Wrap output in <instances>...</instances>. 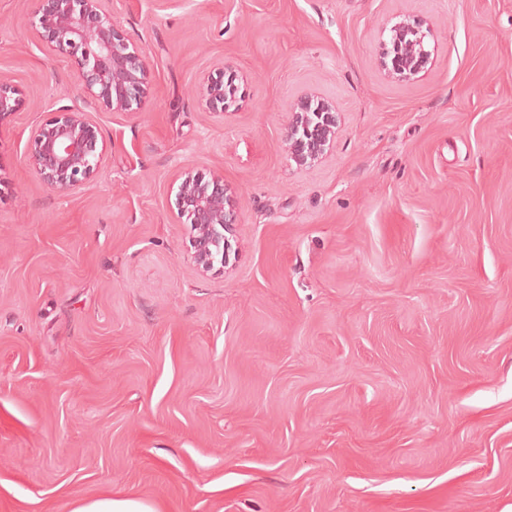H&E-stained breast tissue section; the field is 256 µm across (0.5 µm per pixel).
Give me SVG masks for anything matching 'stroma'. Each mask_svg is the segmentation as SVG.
<instances>
[{"label":"stroma","instance_id":"stroma-1","mask_svg":"<svg viewBox=\"0 0 512 512\" xmlns=\"http://www.w3.org/2000/svg\"><path fill=\"white\" fill-rule=\"evenodd\" d=\"M146 53L61 194L32 129L74 66L0 0V512L135 492L161 512H512V0H110ZM426 68L388 76L402 20ZM235 72L236 110L195 87ZM336 136L284 138L303 94ZM220 172L240 221L201 272L169 185ZM25 106L22 91L11 80L0 76V124L7 118L20 112ZM286 135L288 156L299 166L312 165L326 155L335 137V106L315 94L297 100Z\"/></svg>","mask_w":512,"mask_h":512}]
</instances>
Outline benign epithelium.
Listing matches in <instances>:
<instances>
[{
    "label": "benign epithelium",
    "instance_id": "7a95c632",
    "mask_svg": "<svg viewBox=\"0 0 512 512\" xmlns=\"http://www.w3.org/2000/svg\"><path fill=\"white\" fill-rule=\"evenodd\" d=\"M30 24L38 37L70 60L79 85L88 95L85 107L62 106L30 137L28 160L48 187L72 193L99 172L104 161L100 130L91 113L135 112L147 94L148 68L144 51L119 30L107 7L109 0H30ZM390 47L381 66L391 77L410 78L429 60L421 22L400 21L390 28ZM236 76L221 72L204 88L208 111L228 112L237 106ZM25 106L22 91L0 77V124ZM335 106L315 95L297 100L286 135L288 156L299 166L326 155L335 137ZM174 204L190 225L192 258L202 271L224 263L229 243L224 231L238 223V208L227 193L224 174L205 179L183 170L174 180Z\"/></svg>",
    "mask_w": 512,
    "mask_h": 512
}]
</instances>
